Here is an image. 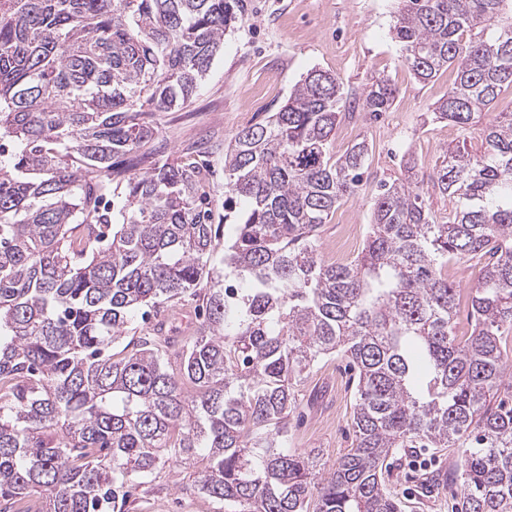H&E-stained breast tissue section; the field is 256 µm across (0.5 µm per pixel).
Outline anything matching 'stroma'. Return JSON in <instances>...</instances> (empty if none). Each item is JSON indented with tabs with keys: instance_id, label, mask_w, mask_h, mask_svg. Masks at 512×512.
Masks as SVG:
<instances>
[{
	"instance_id": "1",
	"label": "stroma",
	"mask_w": 512,
	"mask_h": 512,
	"mask_svg": "<svg viewBox=\"0 0 512 512\" xmlns=\"http://www.w3.org/2000/svg\"><path fill=\"white\" fill-rule=\"evenodd\" d=\"M234 32L186 107L154 115L155 132L144 145L145 166L194 156L206 171L204 191L213 207L220 239L234 226L224 218V150L242 127L267 121L308 70L335 73L350 98H360L379 77L396 90L392 108L373 118L352 108L331 144L343 155L357 139L369 145L367 170L355 194L344 198L318 233L328 252L344 225L365 240L371 207L381 182L400 178L406 161L429 171L446 148L464 142L480 147V127L461 130L433 121L430 108L447 95L455 78L439 73L418 82L401 62L391 28L395 0H240ZM356 381L344 357L323 358L296 389L288 417V446L316 456L322 470L335 467L352 448ZM458 448H417L392 459L385 481L403 501V512H456L461 482ZM186 469L164 467L152 483L128 499L127 512H224L221 504L190 492Z\"/></svg>"
}]
</instances>
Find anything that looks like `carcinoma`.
I'll use <instances>...</instances> for the list:
<instances>
[{"label": "carcinoma", "instance_id": "cac0c4a2", "mask_svg": "<svg viewBox=\"0 0 512 512\" xmlns=\"http://www.w3.org/2000/svg\"><path fill=\"white\" fill-rule=\"evenodd\" d=\"M394 38L421 83L455 74L434 117L464 130L512 89V0H398ZM239 0H0V512H124L166 465L208 466L188 489L230 512H400L382 480L409 448L463 449L459 512H512V106L430 172L380 184L358 256L317 232L357 190L369 147H329L347 97L311 69L224 150L217 233L192 158L143 171L153 113L204 80ZM390 82L366 89L373 117ZM452 207L437 221L427 187ZM119 192L122 205L106 204ZM478 256L472 330L453 331L442 270ZM202 298L188 336L174 303ZM153 327L111 353L131 314ZM358 372L355 444L314 481L286 447L295 387L324 356Z\"/></svg>", "mask_w": 512, "mask_h": 512}]
</instances>
